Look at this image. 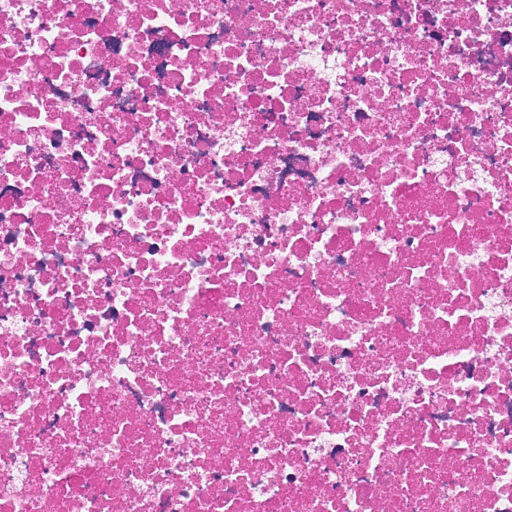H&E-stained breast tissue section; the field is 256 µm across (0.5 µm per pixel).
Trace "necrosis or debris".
Returning a JSON list of instances; mask_svg holds the SVG:
<instances>
[{"label":"necrosis or debris","mask_w":512,"mask_h":512,"mask_svg":"<svg viewBox=\"0 0 512 512\" xmlns=\"http://www.w3.org/2000/svg\"><path fill=\"white\" fill-rule=\"evenodd\" d=\"M0 512H512V0H0Z\"/></svg>","instance_id":"obj_1"}]
</instances>
